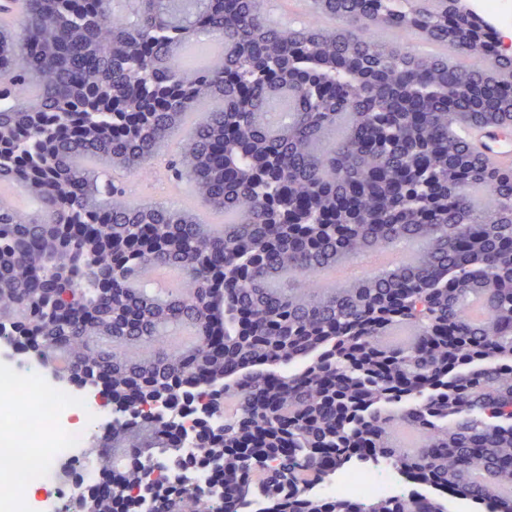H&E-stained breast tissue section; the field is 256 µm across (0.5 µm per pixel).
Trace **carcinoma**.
<instances>
[{
	"instance_id": "1",
	"label": "carcinoma",
	"mask_w": 512,
	"mask_h": 512,
	"mask_svg": "<svg viewBox=\"0 0 512 512\" xmlns=\"http://www.w3.org/2000/svg\"><path fill=\"white\" fill-rule=\"evenodd\" d=\"M86 2L0 8V180L29 198L0 204V336L65 350L69 378L112 392L102 475L115 448L140 459L84 512H119L180 440L182 424L137 421L139 407L203 394L235 406L197 434L203 463L222 461L213 495L168 484L149 512H448L450 497L512 512L498 493L512 489V169L459 134L512 114V58L491 31L459 0H309L304 26L270 24L262 0ZM374 26L470 65L396 51ZM202 33L223 53L190 70L179 50ZM199 105L171 172L219 229L107 175L150 167ZM391 245L417 258L306 284ZM398 327L408 341L389 339ZM355 458L412 488L317 492Z\"/></svg>"
}]
</instances>
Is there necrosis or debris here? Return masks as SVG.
Instances as JSON below:
<instances>
[{
  "label": "necrosis or debris",
  "mask_w": 512,
  "mask_h": 512,
  "mask_svg": "<svg viewBox=\"0 0 512 512\" xmlns=\"http://www.w3.org/2000/svg\"><path fill=\"white\" fill-rule=\"evenodd\" d=\"M111 421L94 389L0 338V512H61L87 493L100 472L85 450ZM63 459L77 462V480L57 481L55 466ZM398 483L392 466L351 464L321 492L370 500L394 494Z\"/></svg>",
  "instance_id": "4bbe7bcc"
}]
</instances>
